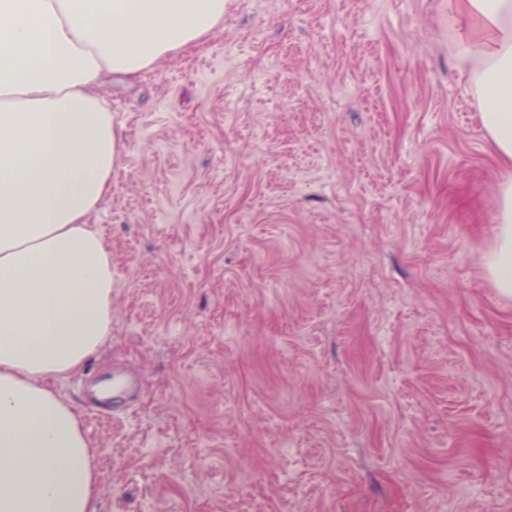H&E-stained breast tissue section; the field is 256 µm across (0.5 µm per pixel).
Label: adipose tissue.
<instances>
[{
    "label": "adipose tissue",
    "mask_w": 512,
    "mask_h": 512,
    "mask_svg": "<svg viewBox=\"0 0 512 512\" xmlns=\"http://www.w3.org/2000/svg\"><path fill=\"white\" fill-rule=\"evenodd\" d=\"M225 0H0V512H99L96 452L53 382L112 334V255L88 222L122 135L96 93L203 44ZM486 137L512 164V0H448ZM483 257L512 297V177Z\"/></svg>",
    "instance_id": "obj_1"
}]
</instances>
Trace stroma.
<instances>
[{
  "instance_id": "35a3bbf8",
  "label": "stroma",
  "mask_w": 512,
  "mask_h": 512,
  "mask_svg": "<svg viewBox=\"0 0 512 512\" xmlns=\"http://www.w3.org/2000/svg\"><path fill=\"white\" fill-rule=\"evenodd\" d=\"M448 0H226L100 87L112 336L53 384L100 512H512V297ZM137 378L104 418L114 369Z\"/></svg>"
}]
</instances>
